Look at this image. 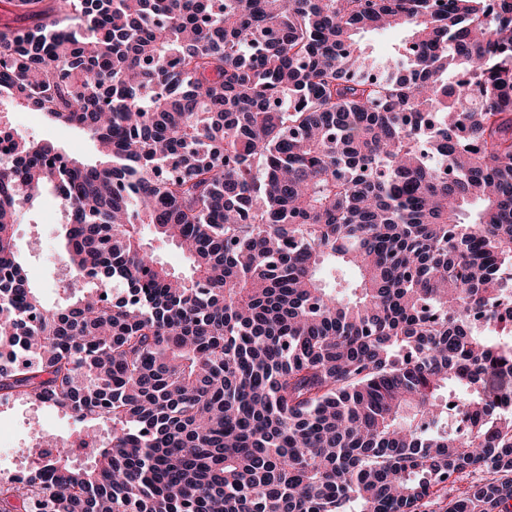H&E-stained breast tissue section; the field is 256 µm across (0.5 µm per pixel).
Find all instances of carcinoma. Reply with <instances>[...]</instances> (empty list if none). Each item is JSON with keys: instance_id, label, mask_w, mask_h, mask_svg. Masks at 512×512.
<instances>
[{"instance_id": "cac0c4a2", "label": "carcinoma", "mask_w": 512, "mask_h": 512, "mask_svg": "<svg viewBox=\"0 0 512 512\" xmlns=\"http://www.w3.org/2000/svg\"><path fill=\"white\" fill-rule=\"evenodd\" d=\"M15 6L0 98L101 160L0 165V405L111 427L0 512H420L473 471L444 512H512V0ZM44 191L56 307L14 243ZM404 36L402 31L391 30L361 34L357 36V40L367 53L383 54L390 52ZM145 241L150 243L158 259L172 272L179 274L188 272V262L178 248L171 244H164L158 240H154L150 235L145 236Z\"/></svg>"}]
</instances>
